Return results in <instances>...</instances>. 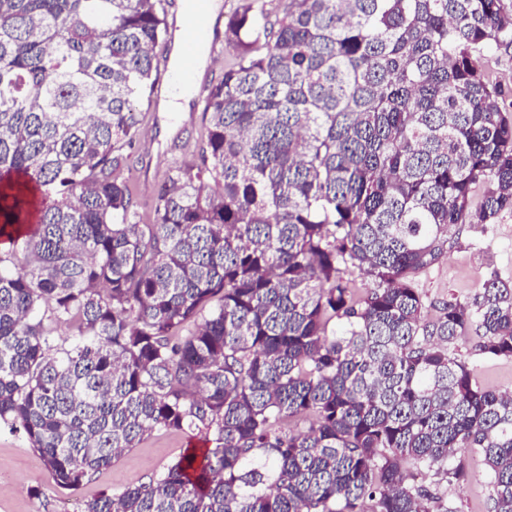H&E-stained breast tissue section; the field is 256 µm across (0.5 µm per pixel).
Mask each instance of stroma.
Returning <instances> with one entry per match:
<instances>
[{"label":"stroma","instance_id":"1","mask_svg":"<svg viewBox=\"0 0 512 512\" xmlns=\"http://www.w3.org/2000/svg\"><path fill=\"white\" fill-rule=\"evenodd\" d=\"M201 104L187 112L179 138L158 133L154 109L142 106L140 137L128 158L124 175L128 179L140 217L148 206L167 169L184 156V147L194 145L203 133ZM512 281V214L487 227L454 226L448 230V244L442 258L418 277L424 296L436 301L448 296L471 302L479 294L489 273ZM453 351L471 360L479 384L490 389L512 391V359H479L472 339L456 341ZM194 437L185 432L160 431L146 437L137 448L116 458L111 467L97 473L73 493L57 489L41 458L33 452L22 432L0 426V512H74L76 503L97 493L145 481L153 472L174 463ZM467 481L448 488V497L458 512H488L490 489L481 458L466 456Z\"/></svg>","mask_w":512,"mask_h":512}]
</instances>
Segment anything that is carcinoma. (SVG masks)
Masks as SVG:
<instances>
[{
  "mask_svg": "<svg viewBox=\"0 0 512 512\" xmlns=\"http://www.w3.org/2000/svg\"><path fill=\"white\" fill-rule=\"evenodd\" d=\"M161 2L0 0V424L69 491L155 431L199 436L80 512H457L466 454L512 512V392L448 349L512 358V288L416 284L450 227L512 213V104L483 66L512 7L246 0L140 224L123 168Z\"/></svg>",
  "mask_w": 512,
  "mask_h": 512,
  "instance_id": "obj_1",
  "label": "carcinoma"
}]
</instances>
